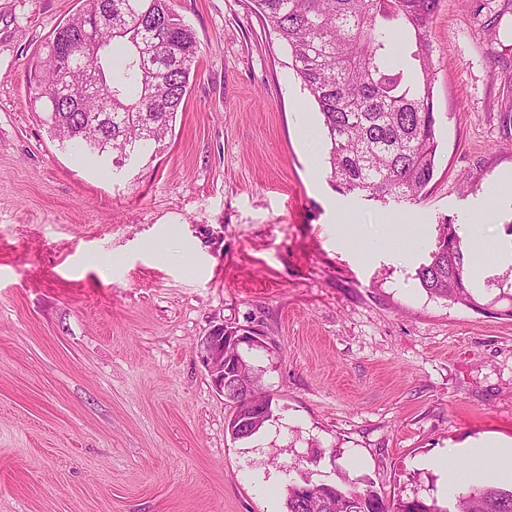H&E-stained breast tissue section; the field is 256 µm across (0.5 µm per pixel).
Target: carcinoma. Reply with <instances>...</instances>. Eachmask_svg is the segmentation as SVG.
Listing matches in <instances>:
<instances>
[{"mask_svg":"<svg viewBox=\"0 0 512 512\" xmlns=\"http://www.w3.org/2000/svg\"><path fill=\"white\" fill-rule=\"evenodd\" d=\"M440 0H254L255 8L291 52L292 67L318 105L326 163L333 186L382 204L415 203L436 168L439 138L434 112L435 58L430 25ZM108 16L112 23L101 18ZM96 23L93 39L74 28ZM68 54L66 65L99 64V85L58 88L38 76L42 59ZM199 48L193 30L171 0H80L78 12L59 23L36 50L26 75L29 103L46 114L51 136L80 159L112 156L123 167L157 148L172 127L190 88ZM83 111H70L73 97ZM472 257L456 225L439 226L420 286L435 298L481 309L470 283ZM498 290L488 305L512 317V280H484ZM224 401L236 404L225 432L248 439L273 417L253 369L239 348ZM284 512H512V487L488 481L454 497L452 508L420 499L387 502L368 485L292 482Z\"/></svg>","mask_w":512,"mask_h":512,"instance_id":"cac0c4a2","label":"carcinoma"}]
</instances>
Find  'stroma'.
<instances>
[{
    "mask_svg": "<svg viewBox=\"0 0 512 512\" xmlns=\"http://www.w3.org/2000/svg\"><path fill=\"white\" fill-rule=\"evenodd\" d=\"M199 55L172 135L116 170L32 112L34 51L78 0H0V512H283L291 481L446 505L426 460L512 440V318L427 294L444 219L512 242V0H440L425 198L330 185L318 107L253 0H172ZM424 224L400 262L377 225ZM349 237L339 242L338 226ZM257 330L255 436L197 344Z\"/></svg>",
    "mask_w": 512,
    "mask_h": 512,
    "instance_id": "35a3bbf8",
    "label": "stroma"
}]
</instances>
